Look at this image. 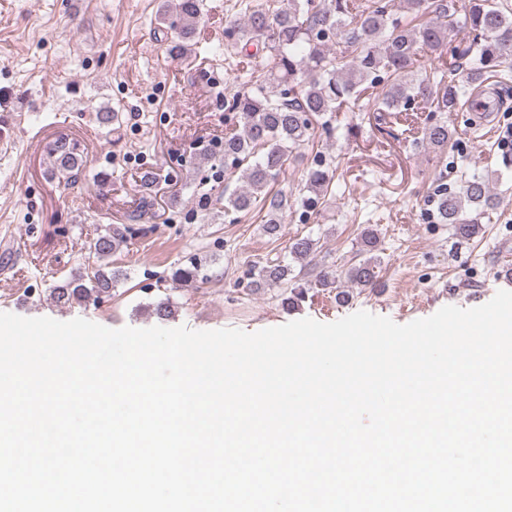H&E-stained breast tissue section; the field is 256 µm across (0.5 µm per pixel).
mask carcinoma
<instances>
[{"label": "carcinoma", "instance_id": "cac0c4a2", "mask_svg": "<svg viewBox=\"0 0 512 512\" xmlns=\"http://www.w3.org/2000/svg\"><path fill=\"white\" fill-rule=\"evenodd\" d=\"M243 17L226 29L235 47L247 54L251 66L243 71V90L230 101L229 109L240 115V124L224 135V165L238 175L239 185L224 199L220 209L228 218L261 205L267 208L266 234L277 237L286 223L291 197L279 190L271 193L299 150L320 128L333 131L338 112H385L390 122L408 121L416 100L436 102L440 112L454 111L468 86L480 87L486 76L500 83L512 80V4L509 0H406L407 15L401 16L391 0H286L274 7L270 0L255 4L239 0ZM198 0L162 3L159 31L171 43V51L183 56L198 24ZM465 32L462 48H448L449 31ZM435 62L430 75H422L424 58ZM452 132L448 122L423 128V140L435 150L447 149ZM56 176L72 184L86 175L87 164L77 144L64 138L49 149ZM336 175L335 159L315 155L307 171L301 206L314 209L325 198ZM499 176L489 171L474 175L450 189L440 183L435 189L432 217L448 224L452 236L464 243L482 230L477 216L500 207V194L493 185ZM132 228L109 224L89 244L81 266L50 288L51 299L61 306L97 308L112 296L120 270L102 260L114 254ZM379 237L363 231L356 254L360 260L346 268L318 267L316 243L309 237L295 238L289 255L300 264L292 276L283 260L257 269L255 285L284 283L293 290L285 301L303 298L308 281L305 270L318 268L316 282L332 288L345 279L359 288L377 284ZM173 279L185 284L208 280L206 263L193 256L189 266L177 269Z\"/></svg>", "mask_w": 512, "mask_h": 512}]
</instances>
